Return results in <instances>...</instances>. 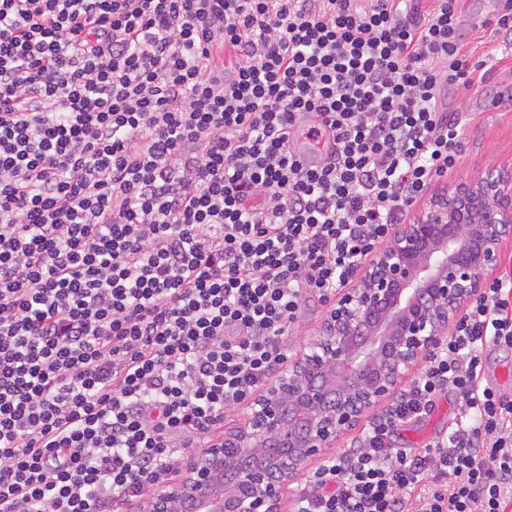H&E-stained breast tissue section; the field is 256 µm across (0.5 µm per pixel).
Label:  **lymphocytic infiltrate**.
Listing matches in <instances>:
<instances>
[{
    "instance_id": "lymphocytic-infiltrate-1",
    "label": "lymphocytic infiltrate",
    "mask_w": 512,
    "mask_h": 512,
    "mask_svg": "<svg viewBox=\"0 0 512 512\" xmlns=\"http://www.w3.org/2000/svg\"><path fill=\"white\" fill-rule=\"evenodd\" d=\"M461 0H0V512H113L280 373L308 293L350 283L486 88ZM223 46L229 66L216 63ZM329 133L317 165L294 141ZM512 277L294 512H512ZM458 399L448 436L394 448ZM484 360L489 383L512 398V349L489 348L484 353Z\"/></svg>"
}]
</instances>
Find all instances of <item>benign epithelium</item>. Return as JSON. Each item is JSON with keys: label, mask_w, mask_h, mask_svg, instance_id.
<instances>
[{"label": "benign epithelium", "mask_w": 512, "mask_h": 512, "mask_svg": "<svg viewBox=\"0 0 512 512\" xmlns=\"http://www.w3.org/2000/svg\"><path fill=\"white\" fill-rule=\"evenodd\" d=\"M512 238V162L433 192L336 292L318 333L224 445L181 462L152 512H282L283 489L372 418L451 335Z\"/></svg>", "instance_id": "1"}]
</instances>
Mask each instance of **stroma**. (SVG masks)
I'll use <instances>...</instances> for the list:
<instances>
[{"instance_id": "stroma-1", "label": "stroma", "mask_w": 512, "mask_h": 512, "mask_svg": "<svg viewBox=\"0 0 512 512\" xmlns=\"http://www.w3.org/2000/svg\"><path fill=\"white\" fill-rule=\"evenodd\" d=\"M498 0H465L464 38L473 58L491 74L493 90L462 93L455 86L442 87L449 111L465 108L471 117L463 132L460 160L455 170L435 178L434 186H452L471 176L497 170L512 159V44L485 28V20L494 18ZM328 309L317 297L307 299L296 323L284 339L289 359H296L303 347L317 334ZM454 396L441 397L431 413L403 425L393 438L398 448H418L435 437L448 433L457 411Z\"/></svg>"}]
</instances>
